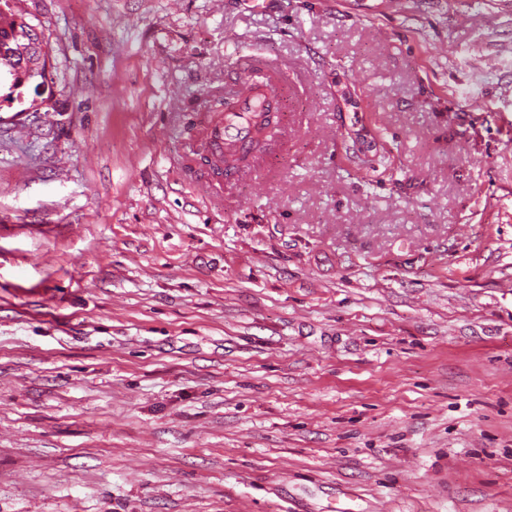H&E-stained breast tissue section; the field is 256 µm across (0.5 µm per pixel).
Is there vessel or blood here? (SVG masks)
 <instances>
[{
    "instance_id": "vessel-or-blood-1",
    "label": "vessel or blood",
    "mask_w": 512,
    "mask_h": 512,
    "mask_svg": "<svg viewBox=\"0 0 512 512\" xmlns=\"http://www.w3.org/2000/svg\"><path fill=\"white\" fill-rule=\"evenodd\" d=\"M241 72L244 86L235 95L232 112L214 118L208 125V142L215 162H222L225 149L243 150L251 135L249 117L269 103L271 97L282 96L287 88L274 68H260L251 57H244Z\"/></svg>"
}]
</instances>
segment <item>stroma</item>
Segmentation results:
<instances>
[{"label":"stroma","instance_id":"35a3bbf8","mask_svg":"<svg viewBox=\"0 0 512 512\" xmlns=\"http://www.w3.org/2000/svg\"><path fill=\"white\" fill-rule=\"evenodd\" d=\"M273 2L21 0L0 512H512V0ZM243 54L290 92L214 188ZM6 2L7 0H5V5L8 7V11L0 10V37L13 35L24 50L27 51V61L35 64L37 61L35 56L38 53L36 41H38V36L40 41H42L41 35L35 27L34 30L38 36L32 33L29 27L30 24L24 21L21 15L16 14ZM29 48L30 50H28ZM364 131L365 127L361 125V127L358 130L353 131V134L348 135V138L352 141V144L346 143L345 140V153L347 159L356 167H358V169L368 168L373 171H376V166H383L387 168V166L389 165L390 158L389 156H386L384 151L378 152L377 150H375L373 156H377V159L375 161L376 166L366 165V161L361 158L360 154H365L367 152L372 151V143L371 141H367V134L362 133Z\"/></svg>","mask_w":512,"mask_h":512}]
</instances>
